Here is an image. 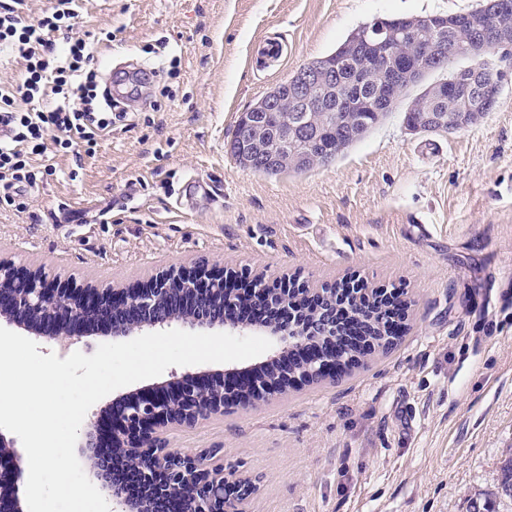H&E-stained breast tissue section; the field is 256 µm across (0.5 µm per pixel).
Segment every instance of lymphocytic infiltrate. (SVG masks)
<instances>
[{
    "mask_svg": "<svg viewBox=\"0 0 512 512\" xmlns=\"http://www.w3.org/2000/svg\"><path fill=\"white\" fill-rule=\"evenodd\" d=\"M24 0L0 5V54L22 62L21 82L0 83V114L11 127L0 139V183L5 188L34 184V157L48 147L68 151L93 148L126 113L98 98V43L72 37L76 0H52L37 19L23 15Z\"/></svg>",
    "mask_w": 512,
    "mask_h": 512,
    "instance_id": "obj_1",
    "label": "lymphocytic infiltrate"
}]
</instances>
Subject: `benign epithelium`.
<instances>
[{"label": "benign epithelium", "instance_id": "obj_1", "mask_svg": "<svg viewBox=\"0 0 512 512\" xmlns=\"http://www.w3.org/2000/svg\"><path fill=\"white\" fill-rule=\"evenodd\" d=\"M417 27L440 31L453 27V18L432 16L413 19ZM391 41L362 37L349 43L340 55H330L305 64L290 82L280 83L266 93L237 121V136L227 144L228 152L246 168L265 174L290 169L299 171L332 160L316 153L325 125L320 115L325 112H354L349 94L336 92V71L343 63H352L362 72L364 81L375 91L382 104L395 100L421 73L427 71L430 47L400 51L403 39L390 31ZM512 45V0H492L489 28L472 43H458L451 59H481ZM504 80L503 74L488 85L473 84L463 92V100L453 114L457 129L478 123L497 104ZM454 78L438 81L425 103L409 107V130L428 133L441 130L445 112L435 107L448 101V89ZM189 287L187 303L196 304L192 315L180 317L172 312L173 285ZM292 289L288 284L262 292V304L276 301L289 306ZM232 299L225 294L224 277L209 273L207 265L196 263L191 271L169 268L152 275L139 287L100 288L92 283L79 284L71 277H50L38 266L22 278L17 276L10 260L0 259V326L19 329L40 340L56 343L64 349L83 343L75 326H104L112 341L121 343L173 326L208 331L220 329L236 336L264 335L272 342L273 353L280 354L300 344H310L335 332L330 307L317 308L311 327L300 334L276 325L256 327L224 317V306ZM277 385L245 381L243 390L229 398L224 387H196V373L173 369L163 381L167 394L143 399L135 394H120L112 400V415L119 418L112 429V454L134 462L143 494L137 503L129 500L124 487L108 483L102 469L104 455L97 448V416L87 422L81 432L80 448L84 464L103 490L107 492L112 512H156L160 499L177 500L182 512H224L225 490L234 486L231 512H248L258 487L249 477H237L226 471L221 449L212 448L194 454L169 446L164 433L175 426H193L201 420L224 415L228 405L246 404L261 393H273L285 382L336 383V367L331 360L315 355L295 369L293 374L276 371ZM23 454L17 441L0 431V482L9 481L16 493L10 503L0 502V512H23L19 493L24 482Z\"/></svg>", "mask_w": 512, "mask_h": 512}]
</instances>
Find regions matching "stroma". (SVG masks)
I'll return each mask as SVG.
<instances>
[{
    "label": "stroma",
    "instance_id": "35a3bbf8",
    "mask_svg": "<svg viewBox=\"0 0 512 512\" xmlns=\"http://www.w3.org/2000/svg\"><path fill=\"white\" fill-rule=\"evenodd\" d=\"M479 2H77L74 35H114L101 72L159 66L172 94L155 111L124 100L136 127L94 154L50 153L0 205V257L125 287L203 259L250 282L357 277L409 304L400 343L342 383L167 433L187 453L222 447L225 468L258 480L251 512H471L488 497L512 512L496 495L512 453V55L495 52L498 103L465 129L410 132L412 86L329 164L266 175L226 148L241 112L364 23Z\"/></svg>",
    "mask_w": 512,
    "mask_h": 512
}]
</instances>
